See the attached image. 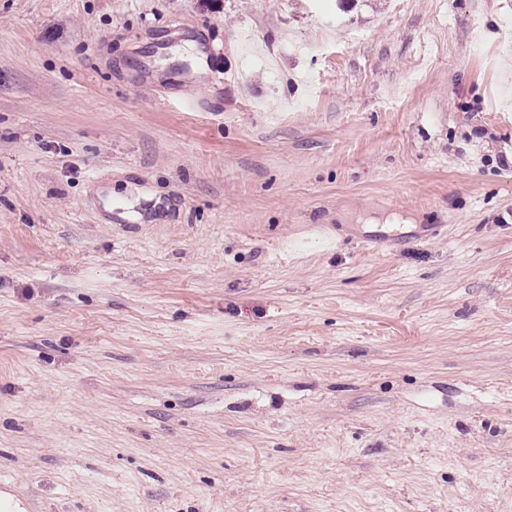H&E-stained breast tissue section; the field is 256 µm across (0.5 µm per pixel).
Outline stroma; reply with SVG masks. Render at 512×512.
I'll list each match as a JSON object with an SVG mask.
<instances>
[{"label": "stroma", "mask_w": 512, "mask_h": 512, "mask_svg": "<svg viewBox=\"0 0 512 512\" xmlns=\"http://www.w3.org/2000/svg\"><path fill=\"white\" fill-rule=\"evenodd\" d=\"M509 19L0 0L17 512H512Z\"/></svg>", "instance_id": "1"}]
</instances>
